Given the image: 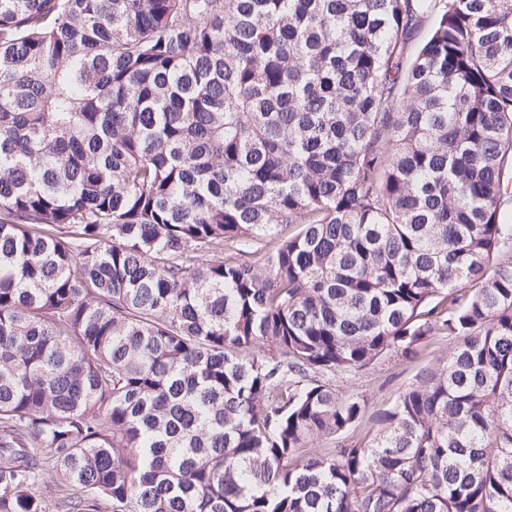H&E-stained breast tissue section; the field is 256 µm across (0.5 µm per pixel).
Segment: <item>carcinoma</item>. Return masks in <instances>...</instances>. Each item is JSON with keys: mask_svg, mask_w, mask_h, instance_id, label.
<instances>
[{"mask_svg": "<svg viewBox=\"0 0 512 512\" xmlns=\"http://www.w3.org/2000/svg\"><path fill=\"white\" fill-rule=\"evenodd\" d=\"M0 512H512V0H0ZM449 346L448 338L431 336L418 344L412 355L392 353L361 372L338 380L337 385L343 394L354 393L368 402L367 418L378 409L391 407L419 374L445 355Z\"/></svg>", "mask_w": 512, "mask_h": 512, "instance_id": "cac0c4a2", "label": "carcinoma"}]
</instances>
